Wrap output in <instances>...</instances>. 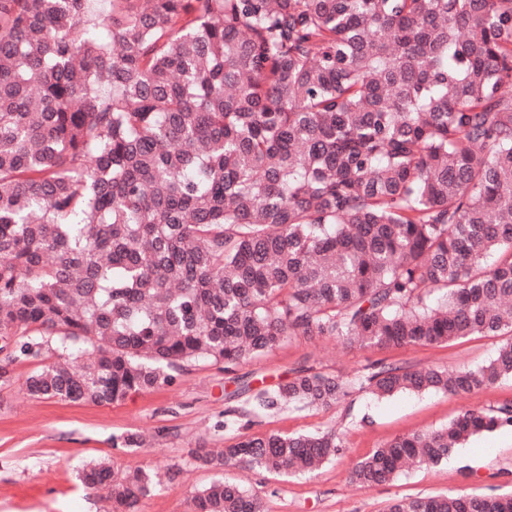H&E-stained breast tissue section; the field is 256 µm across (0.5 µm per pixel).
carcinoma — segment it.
<instances>
[{"label":"carcinoma","mask_w":512,"mask_h":512,"mask_svg":"<svg viewBox=\"0 0 512 512\" xmlns=\"http://www.w3.org/2000/svg\"><path fill=\"white\" fill-rule=\"evenodd\" d=\"M472 335L510 340L476 368H301L257 405L512 378V0H0L1 379L47 349L28 395L111 404L290 336ZM502 429L511 401L398 437L351 477L438 467ZM343 448L334 429L241 434L192 459L305 476ZM81 481L140 512L163 474L99 459ZM190 509L263 512L222 476ZM387 512H512V494Z\"/></svg>","instance_id":"cac0c4a2"}]
</instances>
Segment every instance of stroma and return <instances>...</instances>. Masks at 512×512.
Listing matches in <instances>:
<instances>
[{
    "instance_id": "35a3bbf8",
    "label": "stroma",
    "mask_w": 512,
    "mask_h": 512,
    "mask_svg": "<svg viewBox=\"0 0 512 512\" xmlns=\"http://www.w3.org/2000/svg\"><path fill=\"white\" fill-rule=\"evenodd\" d=\"M502 342L499 336H469L447 345L360 349L331 337L293 336L232 371L190 365L172 384L112 404L30 397L24 382L43 360L17 362L8 381L0 382V512H101L104 493L87 489L79 472L103 458L119 472L151 466L164 474L163 487L144 500L141 512H189L191 496L215 477L197 468L190 452H218L235 442L239 428L224 424L231 405L249 411L253 434L333 427L344 440L342 455L307 477L228 469L227 477L261 499L264 512H383L396 500L451 491L512 493L511 430L472 436L447 464L417 467L384 485L363 487L350 478L358 459L398 437L439 428L467 408L512 400L511 378L458 397L427 392L381 399L356 390L327 410L290 405L267 415L253 406L256 393L302 367L348 377L379 361L476 367ZM130 434L142 436V444L125 445Z\"/></svg>"
}]
</instances>
